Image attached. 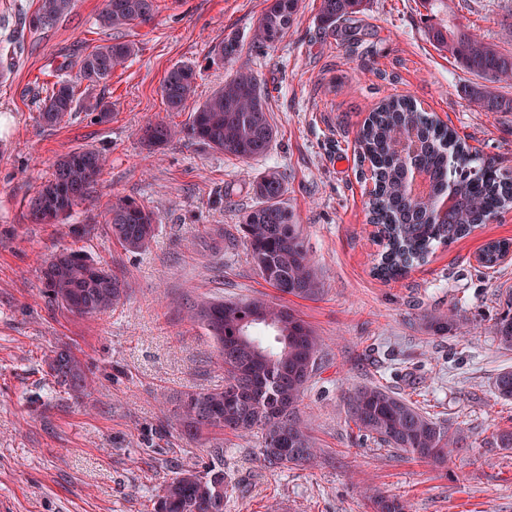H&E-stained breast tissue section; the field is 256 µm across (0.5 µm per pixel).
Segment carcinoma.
<instances>
[{"instance_id":"carcinoma-1","label":"carcinoma","mask_w":512,"mask_h":512,"mask_svg":"<svg viewBox=\"0 0 512 512\" xmlns=\"http://www.w3.org/2000/svg\"><path fill=\"white\" fill-rule=\"evenodd\" d=\"M363 0H320L319 18L324 29L359 11ZM73 8V0H39L30 25L54 26ZM300 0H269L258 19L252 48L263 52L280 41L299 12ZM154 11V0H103L99 24L110 30L144 21ZM435 46L467 72L479 78L466 89L467 96L489 112H512V99L497 86L512 82V54L501 52L464 25L438 24L429 28ZM216 56L233 62L240 52L239 40L227 36L215 48ZM136 54L129 42L97 45L82 60L77 81L88 87L112 77V71ZM196 70L189 64L174 66L162 83V96L170 109L181 110L195 90ZM72 82L55 84L39 108V119L54 126L73 112ZM412 131L419 151L403 158L395 150V136ZM276 130L267 112L263 83L250 69L240 67L193 113L180 129L165 122H149L140 139L159 150L182 136L215 150L247 160L267 152ZM361 173L373 184L368 200L369 223L380 227L384 250L377 265L379 275L395 278L426 260L439 245L470 234L512 207V178L493 162L472 153L448 127L403 97L391 96L365 120L356 136ZM105 165L103 152L81 149L60 158L51 178L29 204L36 224L60 223L74 206L90 197ZM429 175L428 197L417 200L405 189L413 171ZM258 199L240 224L243 242L263 279L284 295L315 300L322 295L321 281L304 247L300 225L284 206V180L277 171L262 175L252 186ZM112 236L127 251L144 249L154 236L156 217L133 200L119 199L107 212ZM495 241L483 249V266L494 267L502 249L511 246ZM64 265L47 257L42 263L46 297L77 315L103 313L122 303L126 283L104 265L74 250H63ZM217 344L224 365V387L192 390L183 394L179 424L195 436L206 429L261 434L260 453L273 467L290 468L312 461L317 453L312 437L296 414L320 350L319 338L295 311L262 298L247 301H204L191 309ZM453 312L425 318L427 329L446 333L458 325ZM275 333L277 345L267 344L256 329ZM493 339L512 349V310L491 325ZM49 369L58 383L75 396L86 395L89 383L81 364L68 350L57 351ZM495 395L512 400V370H503L493 381ZM346 418L361 436L414 458L444 464L452 449L464 444L461 435L449 434L448 424L383 386L354 389L346 405ZM375 512H406L397 497L378 496ZM155 512H224V473L200 474L185 470L172 479L159 496Z\"/></svg>"}]
</instances>
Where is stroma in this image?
I'll return each mask as SVG.
<instances>
[{
    "mask_svg": "<svg viewBox=\"0 0 512 512\" xmlns=\"http://www.w3.org/2000/svg\"><path fill=\"white\" fill-rule=\"evenodd\" d=\"M39 0H0V50L14 56L0 78V512H153L175 472L224 471V512H371L369 494L406 500L409 512H512V401L493 380L512 369V349L489 327L512 300V262L485 269L475 260L490 242L512 241V209L395 280L373 268L383 245L367 222L372 188L355 138L388 96H404L457 132L473 153L512 175V112L469 100L473 75L429 40L436 23L471 27L512 53V0H364L335 32L319 21L320 0H303L282 41L255 53L251 39L266 0H157L153 17L122 34L98 22L101 0H76L52 28L30 29ZM241 44L236 63L214 48L227 34ZM135 55L97 87L76 86V112L55 126L38 119L58 80H74L82 59L114 36ZM195 65L194 97L170 111L167 72ZM268 90L277 135L263 156L241 160L180 140L155 152L139 129L162 120L183 126L237 66ZM111 109L92 122L96 102ZM78 148L105 151L90 201L62 224H35L28 202L54 162ZM270 170L285 182L283 202L303 229L324 292L283 299L264 281L240 238L256 203L253 182ZM128 198L154 212L157 229L142 251L116 243L108 206ZM68 248L107 264L129 292L107 312L80 317L49 303L44 257ZM262 297L288 302L320 337L318 366L297 407L319 458L291 469L267 466L256 433L183 435L174 414L182 393L224 384L205 327L188 308L203 299ZM455 309L463 326L427 331L422 318ZM69 349L90 381L76 400L50 374ZM384 386L417 402L466 443L437 467L360 440L346 421V397ZM220 448L223 459L211 451Z\"/></svg>",
    "mask_w": 512,
    "mask_h": 512,
    "instance_id": "35a3bbf8",
    "label": "stroma"
}]
</instances>
